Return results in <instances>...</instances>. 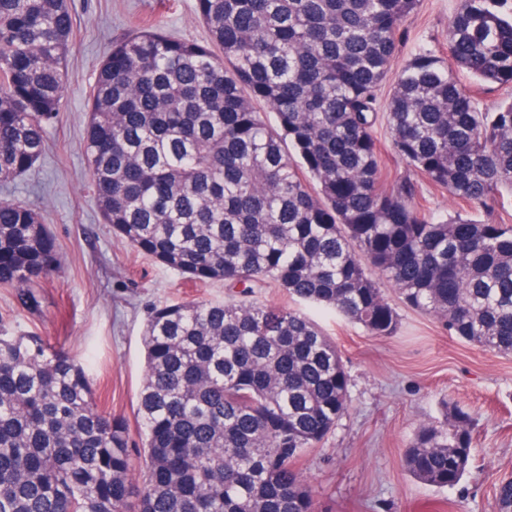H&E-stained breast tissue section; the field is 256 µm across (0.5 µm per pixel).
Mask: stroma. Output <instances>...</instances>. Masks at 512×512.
Instances as JSON below:
<instances>
[{
    "instance_id": "1",
    "label": "stroma",
    "mask_w": 512,
    "mask_h": 512,
    "mask_svg": "<svg viewBox=\"0 0 512 512\" xmlns=\"http://www.w3.org/2000/svg\"><path fill=\"white\" fill-rule=\"evenodd\" d=\"M460 0H421L401 23L394 67L422 49L448 53V21ZM74 41L68 87L49 128L46 151L23 178L0 184L43 216L59 265L29 287L0 285V332L36 334L64 347L86 370L98 407L136 429L144 378L143 329L159 303L214 301L223 282H188L178 272L115 237L98 211L83 152L88 98L112 44L145 28L208 43L197 0H69ZM419 201L433 219L481 211L418 179ZM389 299L401 320L392 337H372L335 313L308 305L343 352L351 376L348 414L302 463L322 512H495L499 482L512 477V357L450 336L432 316ZM460 406L476 417L471 468L456 486L415 480L403 452L425 423L445 421Z\"/></svg>"
}]
</instances>
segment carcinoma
<instances>
[{"label":"carcinoma","mask_w":512,"mask_h":512,"mask_svg":"<svg viewBox=\"0 0 512 512\" xmlns=\"http://www.w3.org/2000/svg\"><path fill=\"white\" fill-rule=\"evenodd\" d=\"M419 3L198 0L211 44L158 31L112 44L84 138L100 215L135 250L229 293L156 305L146 321L137 479L127 424L98 408L84 368L41 336L0 334V512H319L299 464L348 413L351 379L318 323L252 299L268 284L388 337L386 281L450 335L512 355V224L435 221L411 178L385 186L379 94ZM72 38L68 0H0V182L44 154ZM458 68L512 87V0H461L448 58L408 59L385 113L410 171L491 214L512 192V102L482 107ZM57 263L42 216L1 199L0 283L27 286ZM473 430L459 406L421 425L407 472L457 485ZM496 506L512 512V479Z\"/></svg>","instance_id":"carcinoma-1"}]
</instances>
